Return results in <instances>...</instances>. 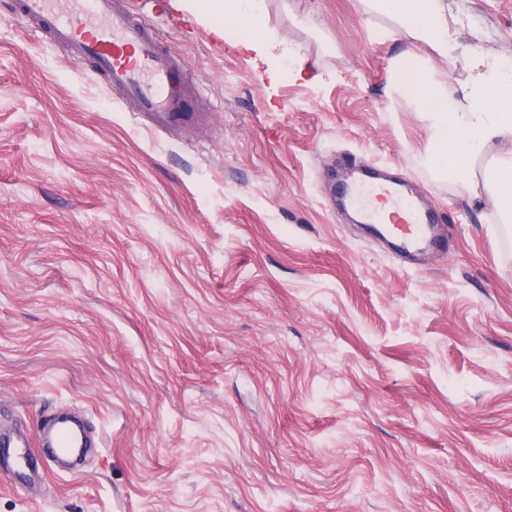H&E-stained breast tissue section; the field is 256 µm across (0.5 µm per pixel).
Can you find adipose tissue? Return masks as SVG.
<instances>
[{"instance_id":"1","label":"adipose tissue","mask_w":512,"mask_h":512,"mask_svg":"<svg viewBox=\"0 0 512 512\" xmlns=\"http://www.w3.org/2000/svg\"><path fill=\"white\" fill-rule=\"evenodd\" d=\"M364 14L384 15L398 24L414 46L431 51L444 61L455 59L448 37L445 0H359ZM206 10L223 15L226 23L253 26L241 43L244 52L265 56L274 33L258 29L264 0H208ZM470 81L448 90L426 70H391L402 101L418 112L430 131L424 159L440 176L473 191L471 163L487 145L497 144L502 154L492 170L495 200L501 215L512 221V58H484Z\"/></svg>"}]
</instances>
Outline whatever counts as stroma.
<instances>
[{"label":"stroma","instance_id":"stroma-1","mask_svg":"<svg viewBox=\"0 0 512 512\" xmlns=\"http://www.w3.org/2000/svg\"><path fill=\"white\" fill-rule=\"evenodd\" d=\"M452 64L358 0H265L277 57L223 17L132 0L200 86L156 131L0 0V435L85 418L0 512H512V225L425 165L379 66L512 57V0H447ZM406 179L446 250L407 259L339 203L347 162ZM275 35L273 31L261 29L252 33L241 42V47L246 53H252L258 57H264L270 50L271 42ZM55 429V445L57 452L63 454L73 448V444H76V448L82 446V437L69 425L68 421L61 419L56 421L53 426Z\"/></svg>","mask_w":512,"mask_h":512}]
</instances>
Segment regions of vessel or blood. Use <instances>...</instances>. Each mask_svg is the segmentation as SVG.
Listing matches in <instances>:
<instances>
[{"instance_id": "obj_1", "label": "vessel or blood", "mask_w": 512, "mask_h": 512, "mask_svg": "<svg viewBox=\"0 0 512 512\" xmlns=\"http://www.w3.org/2000/svg\"><path fill=\"white\" fill-rule=\"evenodd\" d=\"M18 8L21 18L49 27L74 63L91 64L113 88L134 98L154 129L198 121V88L185 63L158 42L148 25L134 18L128 0H18ZM395 201L408 213L398 229L406 251L443 248L431 216L404 195H396ZM54 429L58 452L81 444L67 420L56 421ZM6 445L13 468L35 467V443L27 433L16 434Z\"/></svg>"}]
</instances>
